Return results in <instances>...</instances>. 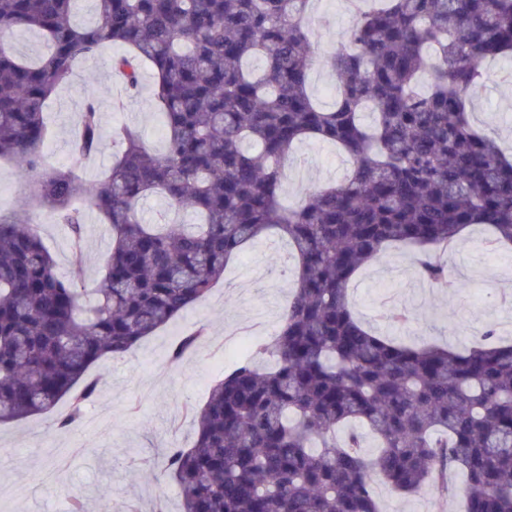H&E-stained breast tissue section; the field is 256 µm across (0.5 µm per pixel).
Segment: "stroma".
<instances>
[{
	"label": "stroma",
	"instance_id": "stroma-1",
	"mask_svg": "<svg viewBox=\"0 0 512 512\" xmlns=\"http://www.w3.org/2000/svg\"><path fill=\"white\" fill-rule=\"evenodd\" d=\"M318 43L328 52L350 27L345 0H317ZM113 48L96 58L78 62L70 81L47 103L51 137L45 145L50 162L63 167L70 161V142L78 131L79 114L88 90H95L102 110L105 137L98 152L80 169L87 182H97L121 146L113 142L114 127L130 125L140 130L152 150L164 147L162 118L152 102V75L143 71L137 96H126L113 76ZM121 109H113L116 99ZM471 119L512 144V87L490 84L470 94ZM285 167L290 179L286 203L299 201L304 188L336 183L349 163L335 146L310 140L293 154ZM35 220L56 261L60 275L71 270L72 243L66 225L45 210ZM83 244L86 287H95L103 273L110 234L101 215L85 212ZM484 226L470 227L464 244L448 254L450 273L446 286L420 292V278L409 253L395 250L358 273L348 289L356 314L380 335L404 343L467 346L487 324H494L502 343L512 342V250L491 249ZM292 251L285 239L270 234L249 244L229 261L224 283L201 305L146 338L119 359H104L92 366L98 394L85 410L80 424L60 430L55 413L0 423V484L13 487L8 505L0 512H71L72 499L81 496L87 512H99L103 500L122 508L136 501L141 512H151L157 498L178 512L173 481L163 475V452L191 447L196 424L187 406H202L212 382L244 356L258 364V340L275 335L288 302L286 279L270 277L274 267L293 268ZM410 312L412 320L400 327L391 320L394 309ZM205 327L202 347L180 362L170 363L168 352L188 330ZM465 477L449 471L448 488L436 494L426 490L402 494L375 481L384 512H462Z\"/></svg>",
	"mask_w": 512,
	"mask_h": 512
}]
</instances>
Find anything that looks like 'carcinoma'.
<instances>
[{
  "label": "carcinoma",
  "instance_id": "1",
  "mask_svg": "<svg viewBox=\"0 0 512 512\" xmlns=\"http://www.w3.org/2000/svg\"><path fill=\"white\" fill-rule=\"evenodd\" d=\"M77 2L0 0V159L73 243L61 277L29 208L0 212V423L68 396L56 423L72 427L96 395L94 363L201 304L229 258L274 228L298 274L279 332L260 345L273 363L224 373L193 411V446L166 449L182 512H382L372 476L403 494L441 492L451 469L467 477L464 512H512V344L492 325L461 351L394 342L348 302L355 275L389 247L417 251L420 277L443 284L457 228L512 243V153L468 112L489 80L483 62L512 56V0H352L355 22L327 54L314 0H94L83 23ZM20 29L46 41L33 61L6 47ZM108 45L123 48L112 74L128 95L151 69L166 142L155 154L118 128L121 152L88 183L79 169L102 141L95 92L66 167L45 163V109L74 64ZM317 65L338 80L331 109L309 89ZM307 139L339 146L352 167L287 208L282 161ZM151 195L171 209L146 223ZM82 201L111 236L90 290ZM201 338L184 336L170 360Z\"/></svg>",
  "mask_w": 512,
  "mask_h": 512
}]
</instances>
